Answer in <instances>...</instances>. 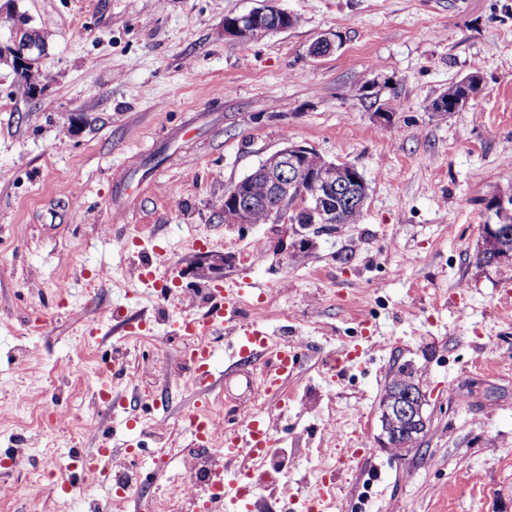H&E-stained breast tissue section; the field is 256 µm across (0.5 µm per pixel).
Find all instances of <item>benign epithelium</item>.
Here are the masks:
<instances>
[{
    "mask_svg": "<svg viewBox=\"0 0 512 512\" xmlns=\"http://www.w3.org/2000/svg\"><path fill=\"white\" fill-rule=\"evenodd\" d=\"M263 6L248 14L230 17L224 20V36L248 43L254 38L270 31L284 29L288 12L279 6L280 0H262ZM311 152V148L290 144L278 151L254 170V174L266 181L270 195L276 201L271 210V219L286 224H299L310 228L316 224H331L336 210L329 205L336 196V186L347 181L364 183L360 173L346 163L327 161L318 178L319 188L313 196H308L302 189L305 173L300 167V160ZM241 180L232 190L224 194V223H247L248 203L244 196ZM503 239V231L497 224L483 225V240L486 249L494 251ZM425 394L420 389L404 388L403 392L392 397L384 407L386 438L384 446L389 447L399 437V426L406 423L425 421L423 406Z\"/></svg>",
    "mask_w": 512,
    "mask_h": 512,
    "instance_id": "benign-epithelium-1",
    "label": "benign epithelium"
}]
</instances>
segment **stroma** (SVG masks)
I'll use <instances>...</instances> for the list:
<instances>
[{
  "instance_id": "obj_1",
  "label": "stroma",
  "mask_w": 512,
  "mask_h": 512,
  "mask_svg": "<svg viewBox=\"0 0 512 512\" xmlns=\"http://www.w3.org/2000/svg\"><path fill=\"white\" fill-rule=\"evenodd\" d=\"M260 5L0 0V512H155L190 480L203 394L175 329L228 281L300 353L287 410L234 371L204 394L219 423L276 421L252 512H306L325 464L331 512H512V279L481 259L487 203L512 196V0H281L297 25L225 37ZM475 71L474 100L430 112ZM291 143L369 186L356 223L293 257L289 225L222 209ZM403 370L427 395L407 453L380 421ZM105 447L124 499L80 470ZM246 179H243L233 186L232 190L224 194V221L228 224H248L246 210L248 203L243 195Z\"/></svg>"
}]
</instances>
